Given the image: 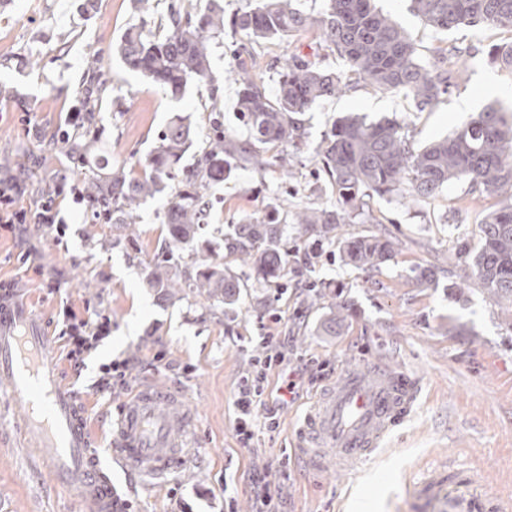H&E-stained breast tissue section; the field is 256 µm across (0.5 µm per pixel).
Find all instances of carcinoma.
Wrapping results in <instances>:
<instances>
[{
  "instance_id": "obj_1",
  "label": "carcinoma",
  "mask_w": 512,
  "mask_h": 512,
  "mask_svg": "<svg viewBox=\"0 0 512 512\" xmlns=\"http://www.w3.org/2000/svg\"><path fill=\"white\" fill-rule=\"evenodd\" d=\"M251 6L224 23V7L207 0L199 11L174 8L169 26L155 32L143 23L127 28L118 53L124 67L168 94L183 97L191 82L210 83V41L229 27L256 43L284 38L301 31L315 34L317 53L293 55L281 62L278 89L270 95L257 78L254 53L242 44L236 48L234 75L239 84L238 109L250 130L242 139L224 128L220 97L212 89L209 126L197 158L182 159L197 136L182 116L174 117L158 134L157 145L139 171L103 172L85 168V158L95 151L99 133V105L108 90L102 62L87 60L88 81L78 94L79 119L65 137L53 136L47 145L65 153L76 169L79 188L96 224H136L141 205L168 192L167 224L170 250H196L208 216L210 184L236 167L278 169L293 174L294 163L309 149L305 116L321 101L360 84L382 91H403L417 112H430L456 85L461 65L459 53L444 48L433 60L418 59L415 45L388 15L376 10L372 0H323L320 12L303 13L289 0H250ZM421 22L437 30L482 23L512 33V0H412ZM338 53L347 72L321 67L318 52ZM490 63L512 71V41L491 49ZM321 172L336 199L320 205L275 198L263 217L228 225L224 254L195 267L186 287L197 295L221 301L228 307L239 299L240 278L224 266L231 257L263 278H276L285 270L288 253L282 241L288 228L314 231L329 243L343 224H375L367 211V198L389 196L405 203L427 198L454 181L471 189L503 197L497 209L478 225V242L472 251L470 271L482 289L499 302L512 305V120L502 108L489 105L450 135L417 147L400 123L368 121L359 115L337 120L314 147ZM395 239L384 234L355 235L340 241V258L366 270L378 271L393 256ZM151 288H173L172 267L158 263L147 274Z\"/></svg>"
}]
</instances>
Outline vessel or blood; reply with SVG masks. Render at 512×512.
<instances>
[{
	"mask_svg": "<svg viewBox=\"0 0 512 512\" xmlns=\"http://www.w3.org/2000/svg\"><path fill=\"white\" fill-rule=\"evenodd\" d=\"M0 393L21 406L20 435L38 443L41 468L78 498L82 512H123L112 470L92 450L85 416L71 386L58 378L55 343L27 303L10 288L0 290ZM415 378L382 365L352 368L327 387L301 427L298 456L321 468L325 449L336 451L337 467L368 459L410 410ZM193 414L181 392L143 387L122 411L113 436L125 469L145 475L167 473L192 451ZM436 478L412 487L425 497V512H512L487 487L483 471L466 472L450 492Z\"/></svg>",
	"mask_w": 512,
	"mask_h": 512,
	"instance_id": "1",
	"label": "vessel or blood"
}]
</instances>
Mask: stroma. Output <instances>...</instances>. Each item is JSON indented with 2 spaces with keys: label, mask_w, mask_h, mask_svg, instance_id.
Returning a JSON list of instances; mask_svg holds the SVG:
<instances>
[{
  "label": "stroma",
  "mask_w": 512,
  "mask_h": 512,
  "mask_svg": "<svg viewBox=\"0 0 512 512\" xmlns=\"http://www.w3.org/2000/svg\"><path fill=\"white\" fill-rule=\"evenodd\" d=\"M171 0H0V170L23 171L26 192L18 204L31 208L39 191L76 181L63 153L46 148L44 135L64 129L78 101L71 83L85 76L89 56L102 60L112 81L100 114L99 147L113 167L128 168L156 145V135L173 113L201 126L211 91H219L224 125L240 129L232 39L210 45L213 84L188 85L180 100L146 84L125 69L117 48L129 26L166 18ZM409 34L420 60L436 48L466 52L468 75L429 112H415L401 92L369 86L321 101L308 113L309 141L318 144L332 123L350 112L367 119L405 124L418 145L450 134L470 114L496 104L512 107V72L491 65L493 45L512 34L481 25L440 31L424 26L410 0H375ZM314 40L301 32L263 41L255 49L275 88L273 60L303 50ZM39 128L28 136L26 125ZM294 178L274 171L237 169L210 190L206 245L184 252V264L222 255L226 224L266 214L268 198L294 193L307 204L325 200L310 176L315 154L306 152ZM65 236L43 224H23L0 233V283L15 288L56 338L63 381L78 394L93 448L103 462L112 458V423L128 395L140 386L173 388L195 415L196 453L158 478L128 477L120 466L112 480L134 512H253V479L276 475L272 491L284 512H415L411 483L439 467L478 468L488 487L512 498V312L487 297L477 280L465 288L440 281L420 287L417 269L464 263L459 246L475 242L477 226L499 207L500 196L451 183L435 196L405 204L373 196L368 204L381 229L400 245L381 270L366 271L342 261L338 246L316 232L289 231L286 280L249 276L238 303L206 301L189 289L171 295L148 287L146 274L165 258L163 215L167 195L147 200L133 230L92 223L85 204L60 194ZM57 287H47L48 278ZM70 305L84 316L109 315L112 333L74 367L66 357L59 310ZM342 316L336 331L330 317ZM284 337L290 368L326 364L323 379L302 385L299 394L276 403L280 426L257 427L251 447L237 441L233 400L237 384L254 358L264 356L262 335ZM129 359L132 374L122 385L99 389V367ZM385 363L417 379L419 392L407 417L384 438L377 453L347 468L325 459L305 469L295 455L297 430L325 385L343 371ZM20 407L0 402V512H82L69 490L56 486L37 464L35 442L20 441L15 423Z\"/></svg>",
  "instance_id": "stroma-1"
}]
</instances>
